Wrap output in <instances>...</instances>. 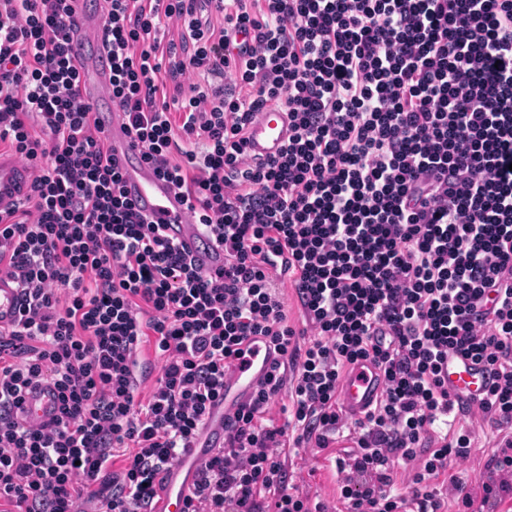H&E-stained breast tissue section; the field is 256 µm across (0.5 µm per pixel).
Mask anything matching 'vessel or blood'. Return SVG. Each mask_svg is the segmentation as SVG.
I'll use <instances>...</instances> for the list:
<instances>
[{
    "label": "vessel or blood",
    "mask_w": 512,
    "mask_h": 512,
    "mask_svg": "<svg viewBox=\"0 0 512 512\" xmlns=\"http://www.w3.org/2000/svg\"><path fill=\"white\" fill-rule=\"evenodd\" d=\"M74 54L81 66V92L90 104L98 124L109 132L112 153L122 172L126 196L136 209L155 223L166 225L167 233L202 271L213 272L224 265V250L217 247L193 224L182 197L153 167L141 159V147L127 135L123 121L112 103L110 68L106 55L80 41ZM288 139V113L276 104L259 112L250 127V150L253 157L277 156ZM28 175L13 164L0 160V212L14 207L26 191ZM22 284L18 277L0 272V327L13 324L18 317ZM270 364L268 344L264 337H252L243 347V354L224 378V404L209 419L202 439L175 462L165 475L163 496L167 512H180L182 498L192 484V476L224 445V419L245 394L264 376ZM450 386L465 393L476 392L483 384L479 367L452 363L448 366ZM381 371L371 362L353 365L343 380L342 401L349 417L359 418L378 400L383 392ZM54 389L42 385L28 392L23 418L28 426L39 427L57 413Z\"/></svg>",
    "instance_id": "obj_1"
}]
</instances>
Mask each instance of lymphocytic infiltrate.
Returning a JSON list of instances; mask_svg holds the SVG:
<instances>
[{"label": "lymphocytic infiltrate", "instance_id": "f902f5d3", "mask_svg": "<svg viewBox=\"0 0 512 512\" xmlns=\"http://www.w3.org/2000/svg\"><path fill=\"white\" fill-rule=\"evenodd\" d=\"M76 2L0 0V151L35 170L0 213V272L23 284L0 328V512H163L253 336L269 370L181 512H329L289 491L282 456L335 443L363 360L385 390L335 458L344 512H442L436 479L472 455L469 433H432L452 357L487 375L502 475L457 496L512 498V0H105L112 100L223 246L212 274L126 200L80 92ZM271 103L288 142L259 160L248 130ZM44 383L58 412L31 428ZM283 392L287 420L264 424ZM58 402L52 386L42 385L28 392L24 404L23 418L29 427H39L57 413Z\"/></svg>", "mask_w": 512, "mask_h": 512}]
</instances>
